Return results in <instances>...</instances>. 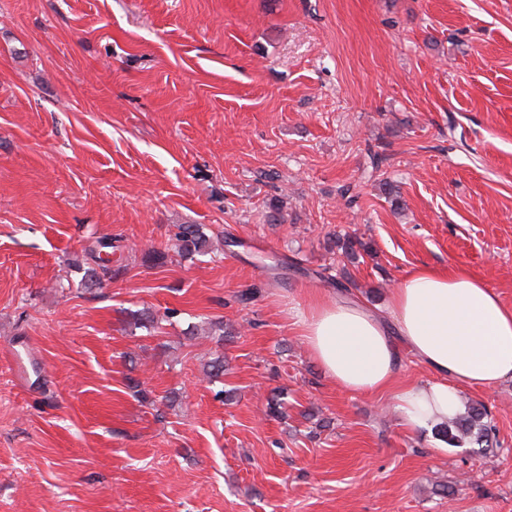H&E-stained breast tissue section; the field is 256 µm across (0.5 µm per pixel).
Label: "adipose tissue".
<instances>
[{"label": "adipose tissue", "mask_w": 512, "mask_h": 512, "mask_svg": "<svg viewBox=\"0 0 512 512\" xmlns=\"http://www.w3.org/2000/svg\"><path fill=\"white\" fill-rule=\"evenodd\" d=\"M296 317L324 376L348 392H392L412 432L457 416L464 390L512 381V307L463 270L411 269L393 289L384 317L359 301L329 299ZM406 355L430 369L429 381L397 384Z\"/></svg>", "instance_id": "1"}]
</instances>
